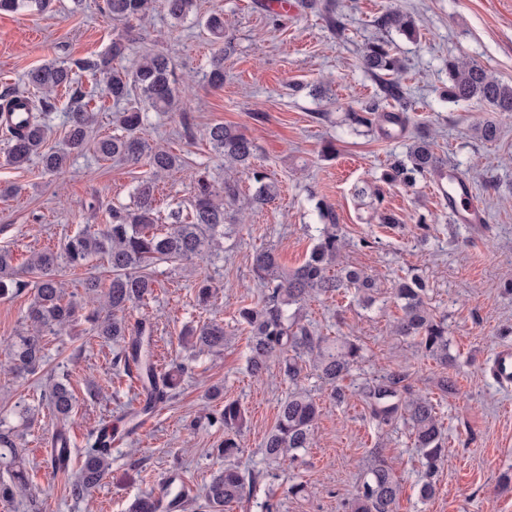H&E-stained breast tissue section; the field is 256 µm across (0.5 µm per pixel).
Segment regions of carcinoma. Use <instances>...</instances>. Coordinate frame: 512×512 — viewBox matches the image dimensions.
Masks as SVG:
<instances>
[{
    "label": "carcinoma",
    "instance_id": "1",
    "mask_svg": "<svg viewBox=\"0 0 512 512\" xmlns=\"http://www.w3.org/2000/svg\"><path fill=\"white\" fill-rule=\"evenodd\" d=\"M50 4L51 0H0V12L43 13ZM157 5L181 21L192 12L195 0H103L101 9L112 21L129 30L132 22L143 19ZM379 23L409 40L417 39L414 19L398 9L388 10ZM204 26L214 42H224V15H209ZM126 49L127 36L122 34L112 39L109 51L96 60L52 61L29 70L26 80L34 96L27 112L18 126L5 124L0 133L10 143L7 164L19 168L37 155L45 173L63 174L70 154L86 147L88 128L95 122V113L82 104L83 93L75 78L78 72L90 71L113 103L123 105L113 116L118 133L98 139L97 154L104 160L143 162L151 176L135 186L133 206L112 208L104 228L79 232L59 251L38 252L25 267L18 269L12 264L11 253L0 250V297L32 290L25 315L26 331L8 344V360L16 376L23 378L42 364L43 338L57 336L78 321V305L65 297L61 269L86 266L96 257L106 260L112 273L108 285H103L97 276L84 281L87 298L101 303L105 315L91 313L85 320L91 324L92 335L118 345L112 361L115 370L128 373L136 369L143 396L141 410L146 412L172 400L187 373L183 364L160 372L155 360L153 326L142 320L131 327L126 321L125 312L154 292L155 281L147 269L159 262H193L219 246L224 224L232 220L230 208L240 194L238 175H248L255 183L252 204L256 207L274 200L279 189L256 164L252 139L237 126L214 124L207 132V139L224 156V183L217 187L199 178L188 221H182L180 214L174 213L173 223L166 231H154L157 181L178 168L181 158L167 148L148 145L140 131L149 120V112H184L189 100L177 90L174 67L167 55L151 52L135 67L127 68L121 65ZM226 52L224 46L211 56L205 79L212 87L224 85ZM363 62L371 73L394 79L403 69L397 48L386 40L367 44ZM62 89L70 91L72 99L66 149L46 150L47 117L55 110L56 97ZM388 94L396 100L398 111L384 112L373 101L358 112L347 113L345 121L354 128L369 127L376 121L404 127V112L410 104L395 83H389ZM445 98L457 103L475 102L493 112H512V84L460 57L448 59ZM443 165L432 142L422 137L409 147L407 160L394 161L382 179L409 185L416 181V176L437 172ZM315 208L321 227L316 229L314 243L302 264L288 270L281 267L271 250L254 254L253 267L263 286L262 295L257 302L240 307L238 318L250 334L247 368L252 375L262 376L269 364L276 361L283 366L288 379L295 380L302 371L303 358L307 357L318 377L331 387L332 398L341 403L346 397L342 382L362 360V348L351 340H329L314 335L301 321L300 309L313 294L333 293L343 288L366 294L373 290L374 282L363 271L343 264L346 242L338 233L333 207L319 200ZM30 275L34 276L31 281L27 280ZM425 294L426 283L418 276L396 284L394 296L401 302L403 315L395 321L394 333L412 340L418 351L446 366L450 361L448 325L429 312ZM189 336L200 353L219 354L227 342L224 325L219 322L193 328ZM404 380L405 375L392 372L363 383L359 393L378 425L386 426L401 419L411 429L425 468L419 496L427 502L436 495L435 476L446 457L444 433L432 398L409 393ZM46 398L57 421L64 423L71 417L76 398L66 382H53ZM320 412L319 404L304 390L298 388L289 393L280 402L275 425L264 438L265 458L287 470L297 451L312 447ZM244 418V410L235 400L224 401V408L211 417V422L224 427V442L216 448L222 464L204 493L209 512H226V508L256 491L259 475H245L232 463L239 453L233 434L243 425ZM110 443L111 438L103 428L87 434L78 476L69 486L72 497L84 498L100 484L110 465ZM370 457L362 482L346 503L347 512H396L398 477L379 449H373ZM0 470L8 475L6 479L0 478L1 500L13 498L30 484L26 460L16 446L15 433L10 427L0 430Z\"/></svg>",
    "mask_w": 512,
    "mask_h": 512
}]
</instances>
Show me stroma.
<instances>
[{"label":"stroma","instance_id":"obj_1","mask_svg":"<svg viewBox=\"0 0 512 512\" xmlns=\"http://www.w3.org/2000/svg\"><path fill=\"white\" fill-rule=\"evenodd\" d=\"M270 0H196L181 21L160 9L135 23L126 51L134 63L149 51L167 53L179 82L188 83V112H156L144 137L179 154L182 167L160 180L158 208L163 223L171 213H187L199 177L224 180V160L206 138L209 126H239L255 143L257 162L280 189L276 200L255 208L254 185L240 182L235 219L220 251L190 264L158 263L150 273L155 291L131 307L126 318H146L153 325L155 359L160 371L172 363L187 365L180 393L156 413L146 432H131L127 416L135 391L113 380L112 344L91 336L85 320L71 331L44 339V361L20 379L7 368V344L25 328L29 293L0 298V418L19 426L30 492L0 500V512H129L137 496L157 492L168 481L185 486L197 512L219 461L214 450L224 429L208 422L221 399L238 401L246 423L238 432L242 472H263L261 444L275 424L280 401L294 388L306 390L323 408L312 448L300 451L288 470L304 484L297 496L277 486V512H345L368 464L371 449H382L400 480L397 512H512V389L500 387L489 371L495 350L512 344V114L491 112L475 103L443 99L448 60L464 57L489 74L512 84V0H334L340 31L324 14L294 7L281 15ZM99 0H53L49 12L0 13V90L28 92L25 76L53 60L99 58L123 26L98 7ZM408 11L419 35L409 40L384 31L376 20L387 9ZM223 13L233 50L224 61V85L204 78L214 50L200 17ZM388 39L398 45L405 70L399 81L410 99L406 128L395 138L380 132L356 133L346 113L385 97V81L362 64L366 43ZM78 81L96 114L92 139L113 134L112 100L89 74ZM494 121L495 141L482 140L479 124ZM433 137L434 150L456 167L484 206L485 226L454 223L433 191V176L410 187L383 183L394 157L404 156L416 134ZM335 152L321 153L325 142ZM0 141V249L13 264L25 266L33 253L55 249L85 228L103 227L112 207L131 205L137 182L148 167L101 159L93 149L71 154L64 174H45L38 160L16 169L4 160ZM379 186L385 204L400 218L379 223L370 197L354 193L363 182ZM331 204L339 232L347 242L344 261L363 270L376 285L373 305L359 302L354 291L319 295L303 305L305 324L319 336L348 338L362 347L363 360L346 380L349 394L334 403L312 367L298 381L272 365L263 379L246 370L248 333L236 320L238 307L256 302L261 285L253 268L255 251L274 249L291 269L308 255L319 217L316 200ZM429 218L419 225V215ZM421 276L426 304L446 318L452 362L441 366L420 354L390 329L402 310L393 297L400 279ZM214 286L208 305H199L196 283ZM210 320L223 322L231 342L221 354L195 356L185 330ZM391 371L406 374L410 391L431 397L447 438L448 460L437 475L430 502L419 498L421 454L404 422L378 426L356 387L367 378ZM452 379L458 394L441 393V377ZM67 379L77 398L70 425L74 448H83L88 430L111 426L109 469L90 496H70L62 475L47 464L46 444L57 424L42 401L50 381ZM222 391L210 398V388Z\"/></svg>","mask_w":512,"mask_h":512}]
</instances>
